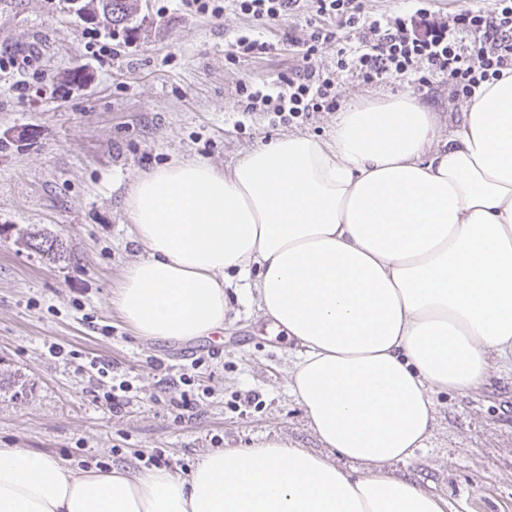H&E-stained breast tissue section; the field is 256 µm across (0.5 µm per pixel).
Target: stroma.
<instances>
[{
    "label": "stroma",
    "instance_id": "1",
    "mask_svg": "<svg viewBox=\"0 0 512 512\" xmlns=\"http://www.w3.org/2000/svg\"><path fill=\"white\" fill-rule=\"evenodd\" d=\"M134 36L89 27L63 0H0V50L35 53L33 66L0 75V448H28L79 469L100 463L143 470L161 453L188 474L208 452L250 448L278 436L312 452L323 446L288 390L292 342L260 317L246 289L224 291L221 338L188 342L136 336L112 306L131 241L123 197L144 171L177 160L224 169L285 133L325 137L332 111L272 124L245 111L236 87L273 85L311 33L308 0L260 23L226 0L222 16L189 15L179 0H138ZM276 43L268 54L227 60L246 31ZM316 67L332 73L339 107L367 93L419 95L445 130L462 118L465 97L447 76L416 88L413 76L366 85L336 68L324 44ZM84 84L63 87L74 68ZM57 237L62 257L27 249L23 236ZM130 384L128 403L110 411V387L91 359ZM194 369L198 401L178 419L172 381ZM434 423L423 448L398 474L448 501V512H512V371L491 368L486 384L462 395L433 394Z\"/></svg>",
    "mask_w": 512,
    "mask_h": 512
}]
</instances>
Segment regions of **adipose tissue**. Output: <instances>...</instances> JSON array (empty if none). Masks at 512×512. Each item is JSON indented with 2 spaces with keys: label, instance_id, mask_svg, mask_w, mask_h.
Returning <instances> with one entry per match:
<instances>
[{
  "label": "adipose tissue",
  "instance_id": "ef3b65f1",
  "mask_svg": "<svg viewBox=\"0 0 512 512\" xmlns=\"http://www.w3.org/2000/svg\"><path fill=\"white\" fill-rule=\"evenodd\" d=\"M124 210L144 253L112 304L135 334L222 330L235 272L297 349L289 388L310 428L363 472L279 437L186 476L0 448V512H447L390 468L427 439L433 390L512 366V69L451 132L419 98L376 96L325 140L284 135L226 171L145 172Z\"/></svg>",
  "mask_w": 512,
  "mask_h": 512
}]
</instances>
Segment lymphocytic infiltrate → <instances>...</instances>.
Returning a JSON list of instances; mask_svg holds the SVG:
<instances>
[{
  "mask_svg": "<svg viewBox=\"0 0 512 512\" xmlns=\"http://www.w3.org/2000/svg\"><path fill=\"white\" fill-rule=\"evenodd\" d=\"M316 17L338 16L346 26L369 33V49L351 56L346 47L336 49V67L356 73L373 84L408 73H417L419 86L432 76H447L455 95L471 96L483 82L497 79L512 68V0H501L497 16L467 8L452 17L432 11L429 0H418L412 12L383 21L370 19L364 0H312ZM471 44H464V36ZM334 31L318 26L305 44L302 63L280 78L279 87L240 83L237 94L247 110L264 106L283 124L311 113L337 107L335 80L314 66L318 43L331 42Z\"/></svg>",
  "mask_w": 512,
  "mask_h": 512,
  "instance_id": "f902f5d3",
  "label": "lymphocytic infiltrate"
}]
</instances>
